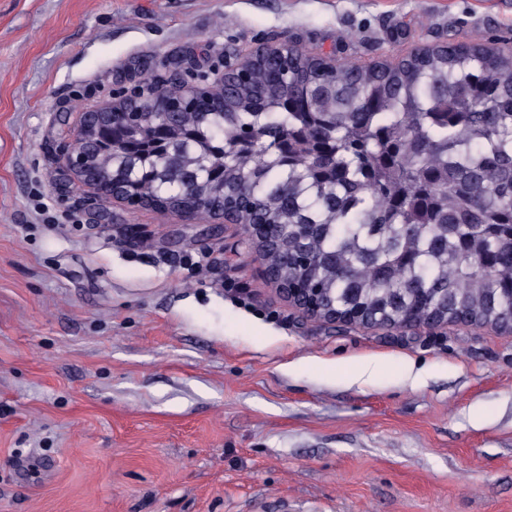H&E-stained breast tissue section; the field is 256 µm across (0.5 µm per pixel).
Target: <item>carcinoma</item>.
I'll list each match as a JSON object with an SVG mask.
<instances>
[{"label": "carcinoma", "instance_id": "cac0c4a2", "mask_svg": "<svg viewBox=\"0 0 512 512\" xmlns=\"http://www.w3.org/2000/svg\"><path fill=\"white\" fill-rule=\"evenodd\" d=\"M78 140L104 184L147 203L262 220L261 253L319 305L380 326L512 324V54L450 43L405 65L290 46L210 102Z\"/></svg>", "mask_w": 512, "mask_h": 512}]
</instances>
